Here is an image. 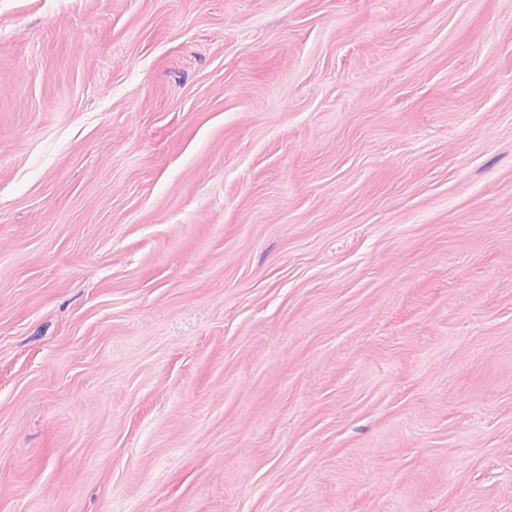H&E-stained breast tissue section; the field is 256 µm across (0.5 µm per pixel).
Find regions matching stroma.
<instances>
[{"mask_svg":"<svg viewBox=\"0 0 512 512\" xmlns=\"http://www.w3.org/2000/svg\"><path fill=\"white\" fill-rule=\"evenodd\" d=\"M0 512H512V0H0Z\"/></svg>","mask_w":512,"mask_h":512,"instance_id":"35a3bbf8","label":"stroma"}]
</instances>
